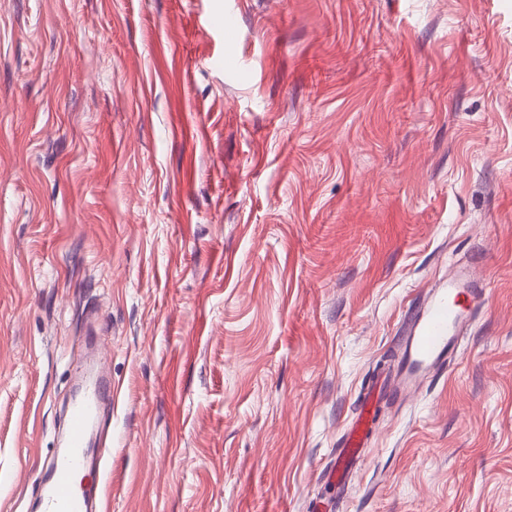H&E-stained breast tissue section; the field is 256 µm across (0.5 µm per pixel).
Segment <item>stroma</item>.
<instances>
[{"instance_id": "obj_1", "label": "stroma", "mask_w": 512, "mask_h": 512, "mask_svg": "<svg viewBox=\"0 0 512 512\" xmlns=\"http://www.w3.org/2000/svg\"><path fill=\"white\" fill-rule=\"evenodd\" d=\"M467 264L485 307L337 497ZM92 338L104 512H512V0H0V512ZM367 419H361L354 432L348 434L336 451V469L332 475L336 479V486L341 489L344 479L352 464L365 455L367 437Z\"/></svg>"}]
</instances>
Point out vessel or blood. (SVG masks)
<instances>
[{"mask_svg": "<svg viewBox=\"0 0 512 512\" xmlns=\"http://www.w3.org/2000/svg\"><path fill=\"white\" fill-rule=\"evenodd\" d=\"M486 301L485 290L470 270L451 271L441 288L412 307L400 337L397 369L385 378L383 387L401 395L427 373L448 368V357L466 328L470 315ZM112 401L111 380L100 378L71 405L67 450L46 465V480L41 485L42 512H98L88 493H76L72 473L85 461L86 436L102 406ZM366 422H359L336 451V481H344L352 464L365 454Z\"/></svg>", "mask_w": 512, "mask_h": 512, "instance_id": "1", "label": "vessel or blood"}]
</instances>
